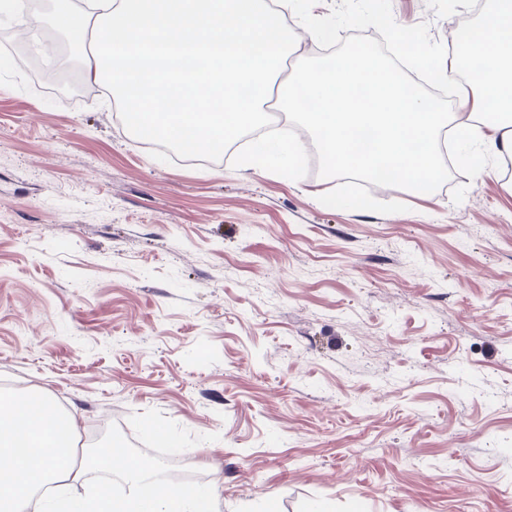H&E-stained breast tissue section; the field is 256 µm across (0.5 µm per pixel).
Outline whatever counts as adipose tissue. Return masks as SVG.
<instances>
[{
  "label": "adipose tissue",
  "mask_w": 512,
  "mask_h": 512,
  "mask_svg": "<svg viewBox=\"0 0 512 512\" xmlns=\"http://www.w3.org/2000/svg\"><path fill=\"white\" fill-rule=\"evenodd\" d=\"M465 69L468 89L451 112L392 78L372 52L349 51L318 64L299 62L282 83L290 115L312 132L329 176L349 171L382 176L405 194H420L444 175L439 132L453 127L476 174L487 156L512 159V0H489L478 24L457 31L438 76ZM296 142H262L251 167L296 171Z\"/></svg>",
  "instance_id": "obj_1"
}]
</instances>
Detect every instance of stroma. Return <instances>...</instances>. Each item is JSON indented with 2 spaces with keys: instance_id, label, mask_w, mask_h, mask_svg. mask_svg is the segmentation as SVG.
<instances>
[{
  "instance_id": "obj_1",
  "label": "stroma",
  "mask_w": 512,
  "mask_h": 512,
  "mask_svg": "<svg viewBox=\"0 0 512 512\" xmlns=\"http://www.w3.org/2000/svg\"><path fill=\"white\" fill-rule=\"evenodd\" d=\"M427 57L475 24L392 0ZM65 61L0 14V383L127 439L156 409L217 512H512V192L452 166L404 195L176 160L107 92L36 90L13 49Z\"/></svg>"
}]
</instances>
